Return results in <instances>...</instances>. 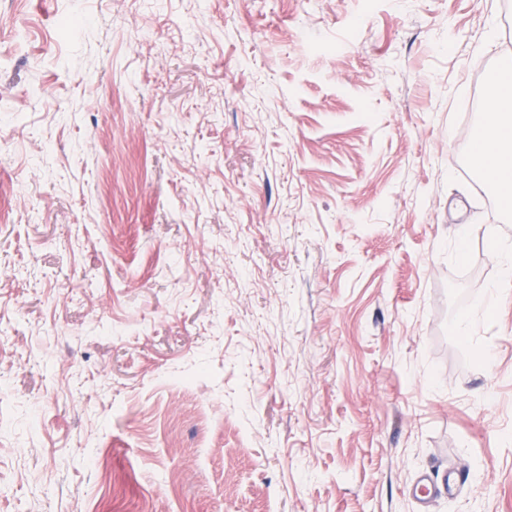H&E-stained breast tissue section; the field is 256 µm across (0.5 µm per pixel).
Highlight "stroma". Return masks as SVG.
<instances>
[{"label":"stroma","instance_id":"1","mask_svg":"<svg viewBox=\"0 0 512 512\" xmlns=\"http://www.w3.org/2000/svg\"><path fill=\"white\" fill-rule=\"evenodd\" d=\"M504 54L512 0H0V512H512ZM486 102L489 118L474 137L467 164L491 187L503 212H512V57L502 61ZM501 270V288L494 289L490 301L498 305L509 299V288L512 287V252L507 249H498ZM439 490L438 480L434 476L420 475L412 488V498L418 504H429L437 495Z\"/></svg>","mask_w":512,"mask_h":512}]
</instances>
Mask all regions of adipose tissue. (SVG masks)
<instances>
[{"label":"adipose tissue","mask_w":512,"mask_h":512,"mask_svg":"<svg viewBox=\"0 0 512 512\" xmlns=\"http://www.w3.org/2000/svg\"><path fill=\"white\" fill-rule=\"evenodd\" d=\"M489 118L474 137L467 164L512 212V57L503 60L487 95Z\"/></svg>","instance_id":"adipose-tissue-1"}]
</instances>
